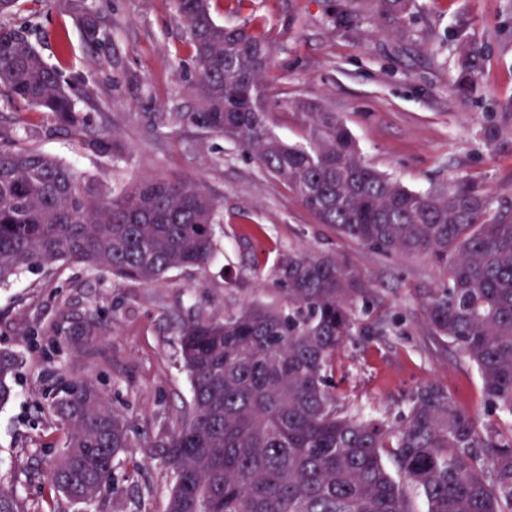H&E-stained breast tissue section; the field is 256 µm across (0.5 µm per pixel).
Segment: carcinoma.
<instances>
[{"label": "carcinoma", "instance_id": "1", "mask_svg": "<svg viewBox=\"0 0 512 512\" xmlns=\"http://www.w3.org/2000/svg\"><path fill=\"white\" fill-rule=\"evenodd\" d=\"M412 0H376L404 37ZM85 38L98 43L97 12L70 0ZM194 49L193 112H160L162 124L196 127L235 142L286 184L323 224L386 256L422 257L445 281L423 304L432 333L477 369L487 421L423 384L400 421L348 416L330 392L334 359L372 310L371 283L348 258H286L283 308L193 316L178 328L191 402L162 444L173 473L166 512H512V210L470 186L411 191L368 166L334 112L299 104L306 142L272 129L263 76L268 43L213 19L211 0H176ZM481 57L465 46L476 90ZM0 88L9 104L41 109L53 130L87 137L75 92L23 27L0 23ZM512 128L492 119L484 138ZM217 201L192 177H141L107 196L94 180L38 149L0 143V287L32 269L79 264L149 285L174 270H205L214 256ZM23 355L0 349V407L13 397ZM50 410L66 431L48 475L54 496L92 504L114 491V467L131 429L97 384L64 383ZM0 512H28L0 485Z\"/></svg>", "mask_w": 512, "mask_h": 512}]
</instances>
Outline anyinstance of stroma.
Listing matches in <instances>:
<instances>
[{"label": "stroma", "instance_id": "stroma-1", "mask_svg": "<svg viewBox=\"0 0 512 512\" xmlns=\"http://www.w3.org/2000/svg\"><path fill=\"white\" fill-rule=\"evenodd\" d=\"M100 39L87 46L62 0H26L12 17L31 29L48 62L84 90L79 111L119 156L52 131L45 112L0 100V141L30 143L120 192L142 175L196 178L219 201L215 257L205 272L175 271L150 285L110 280L82 267L22 272L0 288V347L22 352L15 396L0 407V484L17 485L31 512H58L48 464L65 440L46 393L59 379H87L127 416L132 448L115 468L117 492L70 512H165L173 474L158 459L191 401L177 335L181 320L279 307L283 254L348 257L373 284L374 312L336 354V396L361 417L391 418L418 386L432 383L483 414L477 370L432 335L421 306L444 281L423 258L384 256L319 223L298 197L234 142L194 128L161 126L160 112H190L197 99L193 48L175 0H88ZM213 15L270 44L266 72L275 133L304 142L296 102L336 113L364 161L414 191L457 179L512 203V137L487 143V115L512 103V0H414L411 38L382 30L374 0H214ZM482 50L479 91L461 99L464 45ZM111 330L90 336V319Z\"/></svg>", "mask_w": 512, "mask_h": 512}]
</instances>
